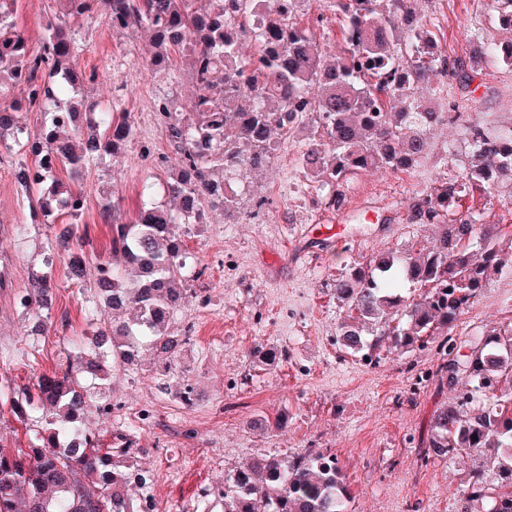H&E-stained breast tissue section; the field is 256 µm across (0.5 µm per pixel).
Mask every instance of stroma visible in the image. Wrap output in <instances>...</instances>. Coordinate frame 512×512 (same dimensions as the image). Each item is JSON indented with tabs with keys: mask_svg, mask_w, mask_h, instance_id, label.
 <instances>
[{
	"mask_svg": "<svg viewBox=\"0 0 512 512\" xmlns=\"http://www.w3.org/2000/svg\"><path fill=\"white\" fill-rule=\"evenodd\" d=\"M329 0H301L300 27L313 29L325 60L343 51L341 17ZM442 55L462 56L473 38L512 40L499 26L493 0H410ZM78 46L77 71L96 73L84 84L92 102L128 112L135 130L119 161L93 164L76 180L87 208L79 220L86 230V254L111 252L110 221H129L141 206L143 184L165 176L177 164L154 120V102L164 95L187 103L195 94L186 57L171 73L148 70L152 46L146 30L115 32L99 13L72 28ZM461 119L429 134L431 160L399 174L361 172L343 187L341 208L328 207L327 191L303 175L302 150L317 138L320 122L304 115L280 138L272 163L242 168L231 186L237 206L213 210L205 224L179 225L201 276L187 280L186 299L173 322L186 337L176 369L163 355L145 351L137 366L114 373L105 400L117 403L111 417L89 413L85 426L109 443L130 435L144 448L143 467L154 476L155 512H195L203 488L251 457H286L309 449L337 456L353 500L351 512H461L458 489L473 459L421 463L431 417L452 398L440 385V357L434 344L416 347L400 359L381 355L368 362L348 355L339 326L349 315L334 294L337 278L353 262L430 245L431 226L410 223L415 197L455 180L471 163L463 133L466 119L486 127L512 125V68L490 61L469 86L433 73ZM12 153L0 147V389L21 391L75 353L89 329L88 309L96 294L93 276L68 281L65 262H55L58 286L47 334L28 335L30 316L14 304L29 290L31 274L42 269L55 232L32 223L30 200L18 187ZM119 199L114 217H104V189ZM499 203L484 206L479 196L461 199L462 211L479 210L487 224L512 234V179L497 185ZM512 323V274L491 275L461 315L455 335L500 329ZM277 350L278 362L263 356ZM190 381L200 399L184 406L177 395ZM151 405V424L137 411ZM284 415L285 428L264 427Z\"/></svg>",
	"mask_w": 512,
	"mask_h": 512,
	"instance_id": "stroma-1",
	"label": "stroma"
}]
</instances>
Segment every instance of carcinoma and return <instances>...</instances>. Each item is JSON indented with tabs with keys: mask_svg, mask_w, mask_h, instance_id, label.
Returning <instances> with one entry per match:
<instances>
[{
	"mask_svg": "<svg viewBox=\"0 0 512 512\" xmlns=\"http://www.w3.org/2000/svg\"><path fill=\"white\" fill-rule=\"evenodd\" d=\"M17 2L0 0V143L9 137L18 146L17 183L38 206L41 223L60 228L56 237L71 243L69 278L80 282L87 265H95L98 301L92 333L77 352L42 374L37 393L8 398L14 415L41 417L28 447L0 446V512H151L153 479L139 464L141 449L122 433L104 448L82 428L101 404L79 376L102 383L144 347L174 365L181 340L171 322L184 300L178 284L196 273L175 227L204 223L213 206L234 208L228 175L263 164L275 136L307 112L322 116V134L303 151V173L336 188L329 205L339 206L341 188L358 172L411 169L428 156L433 125L431 109L416 98L419 88L435 69L456 75L467 63L425 54L430 37L405 0H391L383 19L376 0H336L348 49L328 66L315 37L295 22L299 0H268L260 33L252 28L256 0H208L205 9L198 0H66V16L43 24L35 54L14 21ZM97 9L114 31H150L151 71L169 70L177 53L188 56L197 93L186 106L168 95L155 102L154 118L177 155L178 171L146 187L129 223L112 225V256L89 258L78 224L86 199L63 185L59 168L79 178L106 156L118 160L134 135L126 112L77 99L71 22ZM249 36L259 46L253 55L242 53ZM406 55L414 58L407 66ZM318 83L317 98L311 86ZM13 85L25 86L23 98L8 96ZM35 108L44 121L32 133L24 115ZM467 131L470 168L409 207L410 222L439 227L435 244L356 262L336 280V299L357 313L342 324L340 341L365 358L382 348L399 356L418 343L438 342V373L448 376L454 396L432 417L424 459L474 457L478 465L459 489L464 512H512V327L461 342L452 336L490 275L506 266L501 228L457 207L474 192L495 200L500 176L512 173V128L490 132L471 121ZM159 191L174 208L157 201ZM51 267L49 259L46 271L32 274V291L22 295L26 312L51 309ZM351 499L337 458L307 450L253 458L205 489L201 512H212L213 501L222 512H349Z\"/></svg>",
	"mask_w": 512,
	"mask_h": 512,
	"instance_id": "carcinoma-1",
	"label": "carcinoma"
}]
</instances>
